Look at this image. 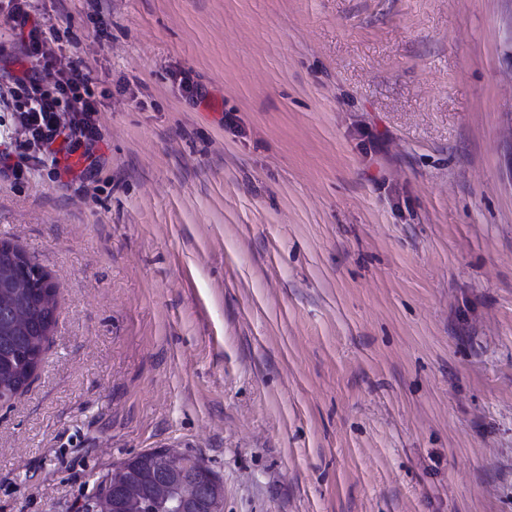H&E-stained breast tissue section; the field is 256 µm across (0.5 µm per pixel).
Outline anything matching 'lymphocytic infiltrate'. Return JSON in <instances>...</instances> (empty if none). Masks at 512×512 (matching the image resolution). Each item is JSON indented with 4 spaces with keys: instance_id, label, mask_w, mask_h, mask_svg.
Wrapping results in <instances>:
<instances>
[{
    "instance_id": "f902f5d3",
    "label": "lymphocytic infiltrate",
    "mask_w": 512,
    "mask_h": 512,
    "mask_svg": "<svg viewBox=\"0 0 512 512\" xmlns=\"http://www.w3.org/2000/svg\"><path fill=\"white\" fill-rule=\"evenodd\" d=\"M6 20L19 36L28 67L9 74L7 92L0 94V112L9 113L12 127L24 141L0 140V175L20 177L38 167L58 168L60 145H74L98 134V107L92 79L81 60L53 67L56 28L31 13L29 0H12Z\"/></svg>"
}]
</instances>
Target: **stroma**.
<instances>
[{
	"label": "stroma",
	"instance_id": "35a3bbf8",
	"mask_svg": "<svg viewBox=\"0 0 512 512\" xmlns=\"http://www.w3.org/2000/svg\"><path fill=\"white\" fill-rule=\"evenodd\" d=\"M32 6L101 136L0 178L59 288L0 512L160 446L224 512H512V0Z\"/></svg>",
	"mask_w": 512,
	"mask_h": 512
}]
</instances>
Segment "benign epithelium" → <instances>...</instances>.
Segmentation results:
<instances>
[{
    "label": "benign epithelium",
    "mask_w": 512,
    "mask_h": 512,
    "mask_svg": "<svg viewBox=\"0 0 512 512\" xmlns=\"http://www.w3.org/2000/svg\"><path fill=\"white\" fill-rule=\"evenodd\" d=\"M0 247L10 250L19 265L39 267L32 256L13 244L0 241ZM151 453L159 454L153 468L167 476L166 482L155 487L152 498L140 496L141 475L132 467L140 458L137 454L95 484L81 501L80 512H122L127 501L134 505L133 512H224V484L201 459L171 446L145 451Z\"/></svg>",
    "instance_id": "obj_1"
}]
</instances>
